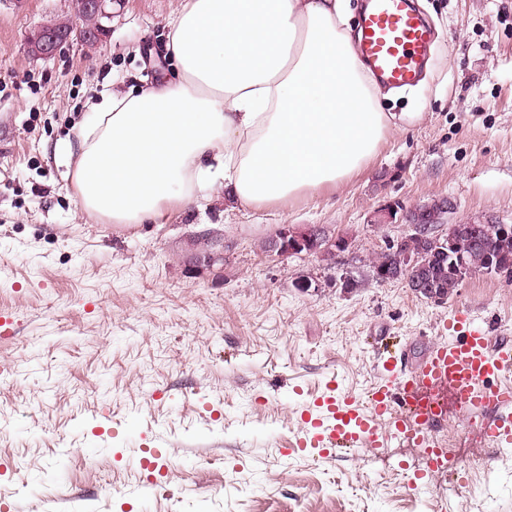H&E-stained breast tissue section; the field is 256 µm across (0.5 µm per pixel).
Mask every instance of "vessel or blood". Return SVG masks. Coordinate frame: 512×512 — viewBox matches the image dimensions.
I'll return each instance as SVG.
<instances>
[{"instance_id":"vessel-or-blood-1","label":"vessel or blood","mask_w":512,"mask_h":512,"mask_svg":"<svg viewBox=\"0 0 512 512\" xmlns=\"http://www.w3.org/2000/svg\"><path fill=\"white\" fill-rule=\"evenodd\" d=\"M436 41L435 31L408 0H368L358 26L356 51L376 81L387 89L412 88ZM448 339L436 342L420 364L396 375V357L386 354L367 402L325 394L301 416L298 450L327 452L342 447H384L388 438L421 448L431 424L456 408L480 417L483 435L498 448L512 447V340L494 339L489 323L454 311ZM501 414L486 421L490 406Z\"/></svg>"}]
</instances>
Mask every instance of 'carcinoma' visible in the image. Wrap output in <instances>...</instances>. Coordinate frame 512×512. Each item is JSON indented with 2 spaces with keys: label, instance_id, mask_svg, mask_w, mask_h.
I'll return each mask as SVG.
<instances>
[{
  "label": "carcinoma",
  "instance_id": "1",
  "mask_svg": "<svg viewBox=\"0 0 512 512\" xmlns=\"http://www.w3.org/2000/svg\"><path fill=\"white\" fill-rule=\"evenodd\" d=\"M501 232L500 224H480L476 233L464 232L456 236L446 253L427 237H411L407 241V249L422 256V268L409 267L404 252H396L387 247L370 261V272L374 276L384 269L407 288H410L413 279L423 277L431 287L449 297L462 284L461 278L488 275L490 261L497 251Z\"/></svg>",
  "mask_w": 512,
  "mask_h": 512
}]
</instances>
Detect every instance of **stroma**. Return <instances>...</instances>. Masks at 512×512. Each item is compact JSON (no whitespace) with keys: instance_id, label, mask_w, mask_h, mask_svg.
Here are the masks:
<instances>
[{"instance_id":"1","label":"stroma","mask_w":512,"mask_h":512,"mask_svg":"<svg viewBox=\"0 0 512 512\" xmlns=\"http://www.w3.org/2000/svg\"><path fill=\"white\" fill-rule=\"evenodd\" d=\"M72 0H0V506L16 512H512V450L449 410L452 448L429 470L389 440L323 456L291 450L329 379L366 394L376 337L408 372L452 310L512 334V281L476 277L444 303L368 263L402 224L373 211L438 199L450 222L512 224V0H419L438 39L423 84L383 98L406 113L341 189L261 208L222 189L167 204L155 224H103L79 207L57 149L103 92L153 86L180 0H114L95 46L39 59L42 26ZM351 238L335 260L280 258L283 226ZM224 264L195 265L214 242ZM364 277L348 291L344 276ZM310 280L311 290L299 284ZM165 476L148 489L139 458Z\"/></svg>"}]
</instances>
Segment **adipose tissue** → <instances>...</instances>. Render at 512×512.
<instances>
[{
  "mask_svg": "<svg viewBox=\"0 0 512 512\" xmlns=\"http://www.w3.org/2000/svg\"><path fill=\"white\" fill-rule=\"evenodd\" d=\"M344 0H182L158 85L102 96L60 151L82 210L145 224L216 188L262 207L344 184L396 115Z\"/></svg>",
  "mask_w": 512,
  "mask_h": 512,
  "instance_id": "1",
  "label": "adipose tissue"
}]
</instances>
